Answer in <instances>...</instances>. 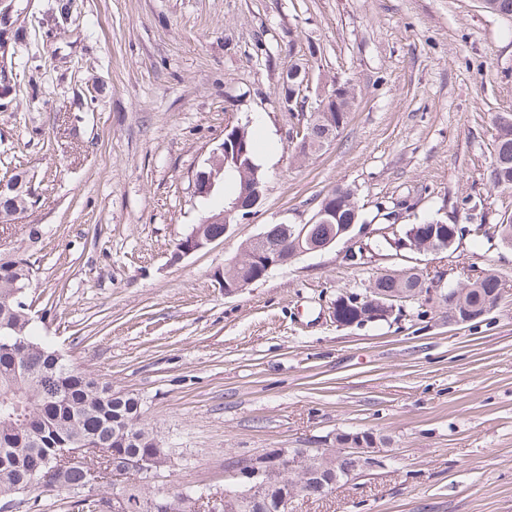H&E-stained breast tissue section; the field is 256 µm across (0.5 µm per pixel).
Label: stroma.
Instances as JSON below:
<instances>
[{
    "label": "stroma",
    "mask_w": 512,
    "mask_h": 512,
    "mask_svg": "<svg viewBox=\"0 0 512 512\" xmlns=\"http://www.w3.org/2000/svg\"><path fill=\"white\" fill-rule=\"evenodd\" d=\"M19 0L0 18V176L25 172L42 231L26 295L38 333L140 397L175 453L168 484L223 487L224 463L332 448L362 433L385 464L292 512H512V247L400 251L364 265L347 242L228 296L224 266L280 213L307 223L339 185L375 228L512 215L489 185L495 115L512 113V18L481 0ZM307 63L356 99L335 141L297 158L279 88ZM248 126L267 190L205 249L175 259L201 218L193 179L224 128ZM21 229L0 232L19 246ZM492 268L502 297L452 325L438 299L338 325V294L385 269L455 287Z\"/></svg>",
    "instance_id": "35a3bbf8"
}]
</instances>
